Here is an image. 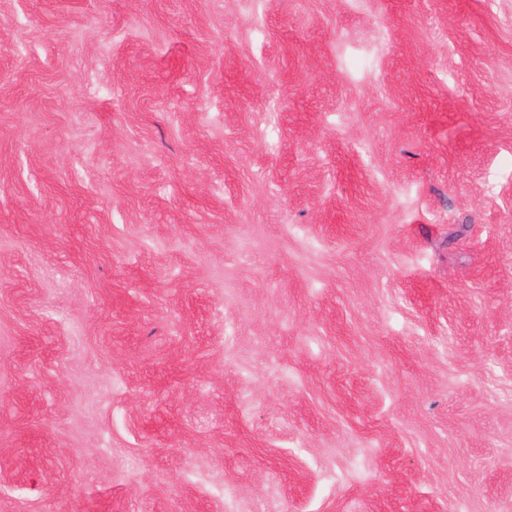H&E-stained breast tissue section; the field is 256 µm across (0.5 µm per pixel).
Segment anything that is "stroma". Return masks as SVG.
Returning a JSON list of instances; mask_svg holds the SVG:
<instances>
[{"label": "stroma", "instance_id": "1", "mask_svg": "<svg viewBox=\"0 0 512 512\" xmlns=\"http://www.w3.org/2000/svg\"><path fill=\"white\" fill-rule=\"evenodd\" d=\"M0 512H512V0H0Z\"/></svg>", "mask_w": 512, "mask_h": 512}]
</instances>
